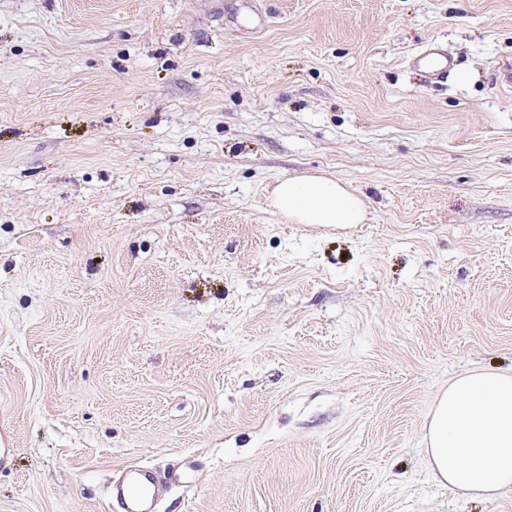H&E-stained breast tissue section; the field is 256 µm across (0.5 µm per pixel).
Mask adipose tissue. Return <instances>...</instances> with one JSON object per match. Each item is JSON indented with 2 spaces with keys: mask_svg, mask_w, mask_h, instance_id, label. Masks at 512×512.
<instances>
[{
  "mask_svg": "<svg viewBox=\"0 0 512 512\" xmlns=\"http://www.w3.org/2000/svg\"><path fill=\"white\" fill-rule=\"evenodd\" d=\"M272 206L292 224L345 228L366 219L364 200L325 175L278 180ZM423 444L435 478L460 494L492 497L512 488V369L449 382L424 423Z\"/></svg>",
  "mask_w": 512,
  "mask_h": 512,
  "instance_id": "obj_1",
  "label": "adipose tissue"
}]
</instances>
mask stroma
<instances>
[{"instance_id":"1","label":"stroma","mask_w":512,"mask_h":512,"mask_svg":"<svg viewBox=\"0 0 512 512\" xmlns=\"http://www.w3.org/2000/svg\"><path fill=\"white\" fill-rule=\"evenodd\" d=\"M502 56L512 0H0V512H512L422 443L512 367ZM312 173L365 223L281 219ZM451 62L448 55L439 49H430L420 55L416 66L422 69L425 78L438 79L448 70ZM127 484L116 488L117 496L124 499L126 512H153L155 477L147 467H137L129 471Z\"/></svg>"}]
</instances>
